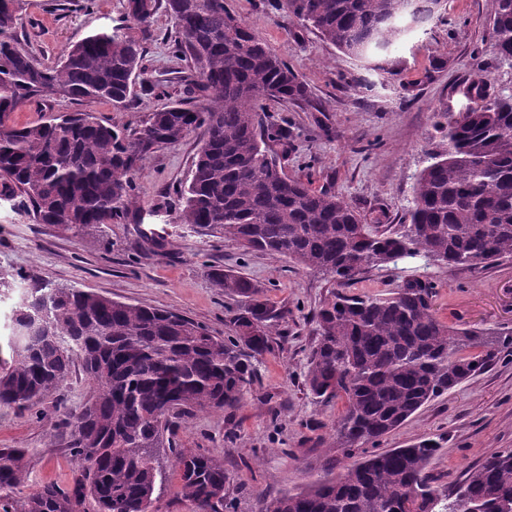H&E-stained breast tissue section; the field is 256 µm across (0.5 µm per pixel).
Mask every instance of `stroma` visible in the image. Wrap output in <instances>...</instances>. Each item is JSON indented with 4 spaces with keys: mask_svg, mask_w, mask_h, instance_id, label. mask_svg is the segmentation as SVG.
<instances>
[{
    "mask_svg": "<svg viewBox=\"0 0 512 512\" xmlns=\"http://www.w3.org/2000/svg\"><path fill=\"white\" fill-rule=\"evenodd\" d=\"M23 3L20 45L52 66L76 37L119 25L126 0ZM226 4L308 85L305 101L266 104L268 121L288 129L286 144L276 148L286 173L312 189L335 192L381 231L407 223L416 179L431 153L447 149L448 119L471 104L474 87L483 85L492 96L512 86V69L499 64L489 35L491 0H445L434 19L411 27L396 43L386 73L287 18L272 0ZM154 29L142 75L154 90L140 93L134 108L118 112L105 102L47 96L13 113L12 123L89 112L131 129L147 113L185 98L184 80L191 71L169 49L175 27L166 12L157 13ZM202 139L198 130L146 157L135 178L141 205L176 201ZM152 229L162 246L148 244L141 225L130 220L65 231L34 223L21 202L0 195V270L18 277L14 290L0 297V347L11 334V310L34 279L169 309L224 338L231 334L229 318L241 300L215 287L207 270L218 266L247 277L283 314L273 328L272 349L258 358L257 378L237 410L200 411L174 420L173 445L161 449L156 460L160 512L194 510L181 493L180 450L223 458L230 473L226 493L236 498L237 512H256L258 497L295 493L333 477L344 463L336 446L344 404L317 401L305 387L307 357L316 339L312 316L330 283L288 259L243 250L234 240L200 235L185 224L161 218ZM412 279L432 282L441 322L512 329V257L479 269L449 270L422 259L372 268L347 292L382 297ZM93 390L76 356L55 394L23 410H0V448L26 452L23 494L72 483L79 464L69 453L71 429L62 423L56 402L77 409ZM423 439L439 445L430 472L446 493L486 457L512 448V353L502 352L489 370L424 405L377 447L402 448Z\"/></svg>",
    "mask_w": 512,
    "mask_h": 512,
    "instance_id": "stroma-1",
    "label": "stroma"
}]
</instances>
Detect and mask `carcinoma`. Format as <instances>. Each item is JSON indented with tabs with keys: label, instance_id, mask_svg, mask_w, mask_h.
I'll use <instances>...</instances> for the list:
<instances>
[{
	"label": "carcinoma",
	"instance_id": "cac0c4a2",
	"mask_svg": "<svg viewBox=\"0 0 512 512\" xmlns=\"http://www.w3.org/2000/svg\"><path fill=\"white\" fill-rule=\"evenodd\" d=\"M126 0L122 24L79 37L59 63L45 65L21 48L22 0H0V177L37 224L81 230L138 224L159 216L134 194L139 163L197 129L204 140L174 221L200 234L222 235L244 247L285 257L318 271L340 290L314 319L305 385L320 400L341 399L338 448L351 460L332 479L271 499L257 512H506L512 509V449L487 457L451 493L432 485L436 444L356 451L399 427L422 406L478 375L512 349L507 329H458L440 322L433 287L419 279L386 297L341 289L366 270L424 255L448 269L487 266L512 257V90L494 97L476 87L473 105L448 121V149L414 186L409 223L392 233L363 222L329 190L315 191L287 175L272 145L285 128L267 121L262 101H298L307 85L224 0ZM443 0H281L278 6L355 56L385 57L412 24L431 19ZM174 20L173 53L191 60L186 93L210 92L151 112L119 130L86 112L21 127L11 113L53 94L96 99L117 111L137 95L154 16ZM491 41L499 63L512 67V0H492ZM213 284L248 299L229 318L221 339L174 312L115 301L81 288L37 284L12 315L10 360H0V408L28 406L56 391L81 356L95 385L80 409L62 406L73 428L71 454L80 470L71 485H46L20 495L25 452L0 448V512H142L154 497L156 453L172 445L170 421L195 410L237 408L251 385V359L270 349L271 310L250 279L220 268ZM182 492L195 512H235L224 460L199 453L176 458Z\"/></svg>",
	"mask_w": 512,
	"mask_h": 512
}]
</instances>
